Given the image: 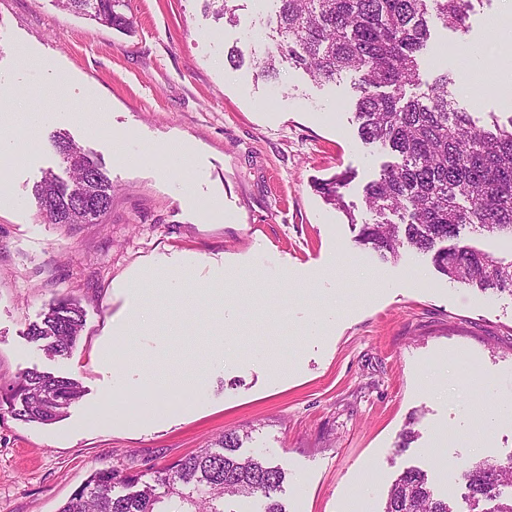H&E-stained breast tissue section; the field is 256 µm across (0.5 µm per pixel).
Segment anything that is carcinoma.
<instances>
[{
  "mask_svg": "<svg viewBox=\"0 0 512 512\" xmlns=\"http://www.w3.org/2000/svg\"><path fill=\"white\" fill-rule=\"evenodd\" d=\"M124 35L134 33L129 0H56ZM216 19L237 22L236 0H204ZM274 50L253 60L258 75L275 79L287 64L315 83L347 72L354 83V118L361 140L390 151L393 161L363 188L366 207L379 214L362 225L357 243L383 261L404 249L431 257L451 282L483 293L512 294V260L499 259L465 240L479 233L512 235V116L477 126L457 107L448 75L422 82L420 54L433 20L465 30L476 0H276ZM409 88L418 93L406 96ZM51 142L68 178L48 172L34 185L42 217L51 224H94L112 207V180L102 164L66 134ZM344 172L315 184L325 202L345 207ZM396 216L399 222L389 219ZM83 309L57 299L28 335L46 356L71 355L82 331ZM83 396L81 383L36 368L0 389V410L17 419L52 424ZM236 431L154 472L115 467L93 471L57 512H233L236 497L254 498L260 512H286L278 500L286 469L264 456L240 453ZM459 477L472 509L512 512V457L465 463ZM123 492L118 493L116 489ZM383 512H454L437 496L426 471L412 467L392 483Z\"/></svg>",
  "mask_w": 512,
  "mask_h": 512,
  "instance_id": "cac0c4a2",
  "label": "carcinoma"
}]
</instances>
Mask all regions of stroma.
I'll list each match as a JSON object with an SVG mask.
<instances>
[{
    "label": "stroma",
    "mask_w": 512,
    "mask_h": 512,
    "mask_svg": "<svg viewBox=\"0 0 512 512\" xmlns=\"http://www.w3.org/2000/svg\"><path fill=\"white\" fill-rule=\"evenodd\" d=\"M131 8L129 37L55 0H0V81L16 87L0 128L17 134L34 103L44 115L0 191V386L36 368L84 387L52 424L0 412V512H57L95 469L150 473L234 429L248 434L242 453L286 469V512H382L403 469L442 493L462 463L512 457V295L355 242L374 219L362 189L391 156L357 135L354 74L316 84L284 67L266 81L233 66L231 47L271 48L274 0H240L232 25L203 0ZM501 22L512 27V0H480L467 31L432 28L421 63L424 81L448 74L480 125L512 116L496 86L512 63ZM470 43L489 50L471 72L448 57ZM57 131L98 154L116 187L98 223L38 212L34 184L66 173ZM171 142L186 155H168ZM342 171L343 210L313 187ZM159 267L188 271L192 299H169ZM229 270L243 280H222ZM62 296L84 326L51 359L28 328ZM152 367L200 383L156 406L136 391Z\"/></svg>",
    "instance_id": "stroma-1"
}]
</instances>
